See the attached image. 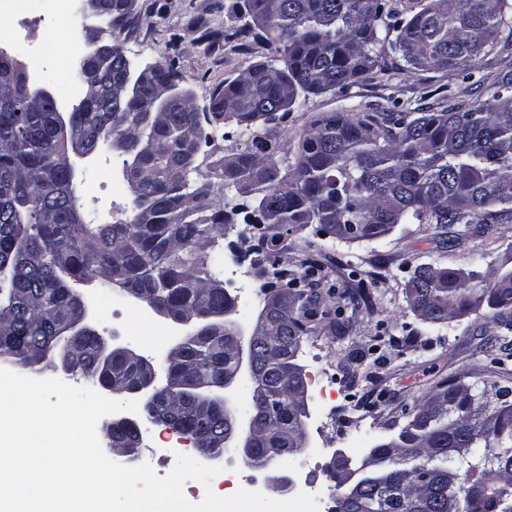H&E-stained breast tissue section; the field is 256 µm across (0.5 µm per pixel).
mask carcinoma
<instances>
[{"instance_id":"carcinoma-1","label":"carcinoma","mask_w":512,"mask_h":512,"mask_svg":"<svg viewBox=\"0 0 512 512\" xmlns=\"http://www.w3.org/2000/svg\"><path fill=\"white\" fill-rule=\"evenodd\" d=\"M243 8L263 28L247 24L224 39H250L272 56L216 88L213 112H196L189 100L181 112L139 111V100L161 88L125 90L120 49L112 50L100 84L83 86L70 137H61L48 104L0 108V144L8 145L0 152V266L10 270L0 281V308L10 316L0 328V357L35 367L46 352L66 349L64 327L74 309L65 283L92 266L106 275L101 287L152 293L172 311L203 294L211 307L235 313L224 282L208 273L212 256L201 249L230 225L217 222L211 185L191 178L199 164L182 149L189 137L208 145L222 125L235 123L242 147L213 161V175L224 189L250 198L262 218L253 225L257 243L247 249L263 280L261 295L290 299L282 331L271 339L278 353L265 358L270 393L285 403L280 420L263 425L255 444L256 463L267 464L264 449L282 440L290 456L302 449L305 414L282 378L297 366L303 337L324 319L345 333L317 292L327 284V268L314 258L302 271L281 268L267 243L311 224L323 236L359 242L400 224H462L467 231L478 224L488 233L512 221V83L474 109L321 112L292 163L252 126H278L300 100L372 78L390 55L408 72L464 70L512 43V0H417L408 14L392 0H244ZM114 134L129 141L124 162L141 170L132 208L116 223L85 224L75 215L76 188L63 160L72 137L98 153L112 147ZM406 295L415 316L431 325L487 308L512 330V269L482 274L420 264ZM338 298L355 309L372 304L361 282ZM496 342L487 340L485 352L506 374L509 355H496ZM77 357L85 378L103 381L94 339L79 345ZM182 358L203 371L232 368L230 355L194 331ZM476 378L466 387L451 378L438 382L399 433L405 446L372 448L385 468L351 481L330 512H512V388ZM182 400L171 419L184 431L224 433V408L211 407L202 424L195 394Z\"/></svg>"}]
</instances>
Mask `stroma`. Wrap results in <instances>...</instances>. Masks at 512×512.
<instances>
[{
  "instance_id": "1",
  "label": "stroma",
  "mask_w": 512,
  "mask_h": 512,
  "mask_svg": "<svg viewBox=\"0 0 512 512\" xmlns=\"http://www.w3.org/2000/svg\"><path fill=\"white\" fill-rule=\"evenodd\" d=\"M132 23L113 32L112 38L127 58L138 67L177 54L176 82L199 111H207L215 87L234 79L248 67L267 60L268 50L259 44L243 45L224 38L225 31L247 23L238 0H134ZM40 25L21 31L28 43L17 56L29 76H52L51 89L60 101L67 92L57 82L60 65L74 66L81 56L83 33L73 28L71 36L59 39L53 53L40 57L36 38ZM512 73V50L480 55L466 72L403 71L400 61L390 60L385 71L346 90L313 96L296 107L272 135L281 154H294L300 136L313 116L321 112H373L393 106H462L469 108L490 99L495 83ZM79 210L85 223L105 224L126 218L133 194L123 177L121 156L104 152L80 163L76 183ZM246 214L236 217L233 232L211 244L221 259L209 268L213 278L222 280L245 322H252L260 309L259 288L242 287L239 273L249 246L243 232ZM432 224H402L391 234L373 241L342 242L317 234L314 227L284 237L271 252L281 267L294 269L305 256L321 255L330 268L336 287L364 279L374 304L373 313L352 315L346 335L317 327L305 336L296 361L305 375L324 368L334 375V383L323 390L307 392L304 419L307 453L319 463L309 482L330 488L326 469L336 452H343L352 464H359L373 447L396 439L421 398L437 382L452 377L473 382L476 373L489 363L480 352L482 343L503 335L493 322L490 310L463 316L444 324L421 322L406 302L405 289L415 266L432 263L442 267L486 273L500 270L512 258V222L496 225L490 235L460 233L450 227L446 243H437ZM91 302V325L106 337L152 358L156 385H163L166 371L162 358L172 345L175 330L165 319L145 305L129 302L121 293L92 283L84 288ZM155 320L163 332L158 343H146L136 333L134 317ZM355 404L366 419L360 432L334 439L319 428V420L345 405ZM143 442L137 463H150L158 476L175 466L177 454H193L192 446L177 443L163 426L140 423Z\"/></svg>"
}]
</instances>
